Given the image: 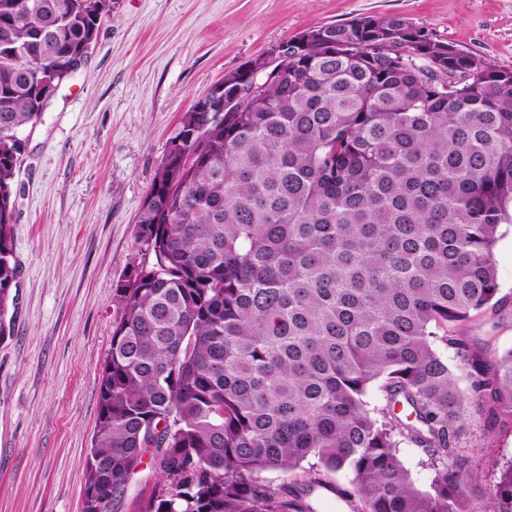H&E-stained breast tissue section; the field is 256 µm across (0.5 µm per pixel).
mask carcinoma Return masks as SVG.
Wrapping results in <instances>:
<instances>
[{"label": "carcinoma", "instance_id": "obj_1", "mask_svg": "<svg viewBox=\"0 0 512 512\" xmlns=\"http://www.w3.org/2000/svg\"><path fill=\"white\" fill-rule=\"evenodd\" d=\"M111 10L0 0V334L22 133ZM298 39L275 73L249 61L230 110L212 87L180 119L137 216L144 259L116 289L85 487L111 512L147 457L142 512H313L303 497L344 470L351 512H512V459L481 479L464 450L473 422L512 417V349L481 357L460 335L501 310L512 71L397 15ZM404 441L435 470L425 490ZM398 458L418 487L425 489L429 486L434 472L428 466L427 457L421 449L404 443L398 448Z\"/></svg>", "mask_w": 512, "mask_h": 512}]
</instances>
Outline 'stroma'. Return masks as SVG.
Returning <instances> with one entry per match:
<instances>
[{"instance_id": "obj_1", "label": "stroma", "mask_w": 512, "mask_h": 512, "mask_svg": "<svg viewBox=\"0 0 512 512\" xmlns=\"http://www.w3.org/2000/svg\"><path fill=\"white\" fill-rule=\"evenodd\" d=\"M400 15L512 70V0H115L85 65L25 132L15 180L19 276L0 336V512H81L97 376L139 260V209L183 112L227 71L322 24ZM506 314L465 333L512 348V224L494 250ZM482 475L512 459V421L475 425Z\"/></svg>"}]
</instances>
